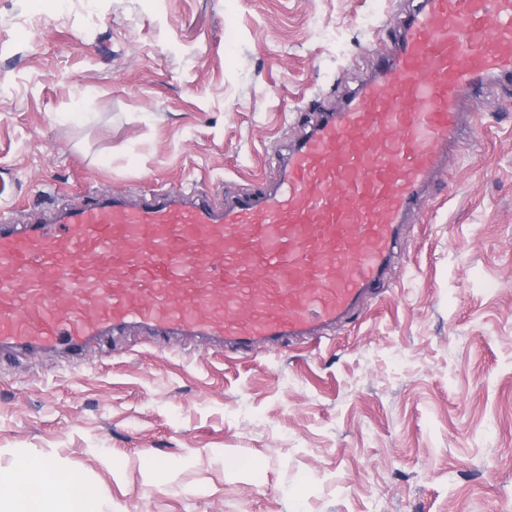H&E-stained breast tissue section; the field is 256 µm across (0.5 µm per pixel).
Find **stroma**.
<instances>
[{
  "mask_svg": "<svg viewBox=\"0 0 512 512\" xmlns=\"http://www.w3.org/2000/svg\"><path fill=\"white\" fill-rule=\"evenodd\" d=\"M416 6L0 0L4 207L273 189ZM466 109L349 320L276 352L131 329L73 363L0 354V473L49 463L103 512H512V88Z\"/></svg>",
  "mask_w": 512,
  "mask_h": 512,
  "instance_id": "35a3bbf8",
  "label": "stroma"
}]
</instances>
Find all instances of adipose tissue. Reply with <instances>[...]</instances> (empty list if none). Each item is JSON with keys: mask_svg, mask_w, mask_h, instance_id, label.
Listing matches in <instances>:
<instances>
[{"mask_svg": "<svg viewBox=\"0 0 512 512\" xmlns=\"http://www.w3.org/2000/svg\"><path fill=\"white\" fill-rule=\"evenodd\" d=\"M38 473V467L21 462L8 479L0 478V512H57L63 499L76 501L79 512H101L94 498L80 495V482L72 474H57L47 491L34 493Z\"/></svg>", "mask_w": 512, "mask_h": 512, "instance_id": "ef3b65f1", "label": "adipose tissue"}]
</instances>
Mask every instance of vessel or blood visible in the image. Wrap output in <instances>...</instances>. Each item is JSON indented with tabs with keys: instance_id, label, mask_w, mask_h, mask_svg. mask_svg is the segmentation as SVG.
I'll use <instances>...</instances> for the list:
<instances>
[{
	"instance_id": "vessel-or-blood-1",
	"label": "vessel or blood",
	"mask_w": 512,
	"mask_h": 512,
	"mask_svg": "<svg viewBox=\"0 0 512 512\" xmlns=\"http://www.w3.org/2000/svg\"><path fill=\"white\" fill-rule=\"evenodd\" d=\"M493 79L512 80V0H421L274 191L218 210L93 198L58 224L1 225L0 353L72 360L130 328L217 350L321 336L383 283L465 100Z\"/></svg>"
}]
</instances>
